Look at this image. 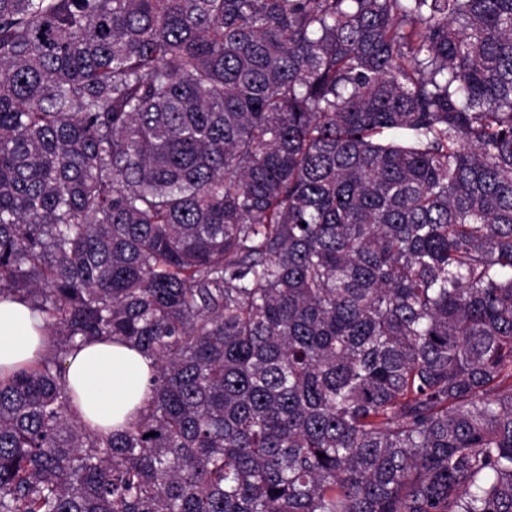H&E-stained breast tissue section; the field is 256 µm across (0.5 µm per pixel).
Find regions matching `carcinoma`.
Wrapping results in <instances>:
<instances>
[{
	"instance_id": "cac0c4a2",
	"label": "carcinoma",
	"mask_w": 512,
	"mask_h": 512,
	"mask_svg": "<svg viewBox=\"0 0 512 512\" xmlns=\"http://www.w3.org/2000/svg\"><path fill=\"white\" fill-rule=\"evenodd\" d=\"M2 296L0 512H512V0H0ZM47 343L43 321L27 304L0 299V378L38 360ZM153 371L151 359L112 340L86 342L64 361L78 416L89 430L105 434L124 430L145 409Z\"/></svg>"
}]
</instances>
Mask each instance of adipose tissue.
Returning <instances> with one entry per match:
<instances>
[{"mask_svg": "<svg viewBox=\"0 0 512 512\" xmlns=\"http://www.w3.org/2000/svg\"><path fill=\"white\" fill-rule=\"evenodd\" d=\"M48 343L40 317L22 301L0 299V378L39 359ZM151 359L121 342L94 340L72 350L64 361L82 423L106 434L124 430L144 410Z\"/></svg>", "mask_w": 512, "mask_h": 512, "instance_id": "1", "label": "adipose tissue"}]
</instances>
